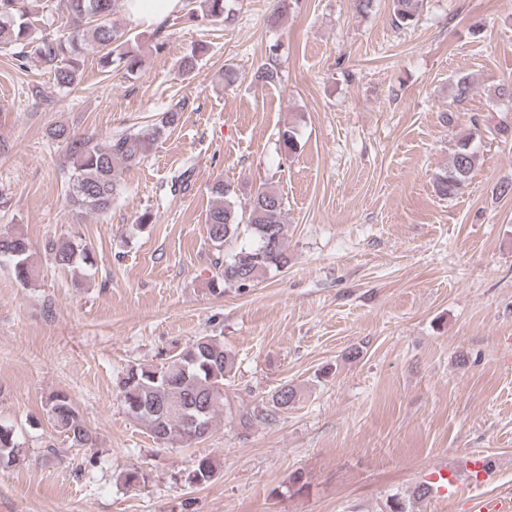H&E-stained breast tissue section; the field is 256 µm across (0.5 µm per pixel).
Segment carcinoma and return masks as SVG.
I'll list each match as a JSON object with an SVG mask.
<instances>
[{"label":"carcinoma","instance_id":"cac0c4a2","mask_svg":"<svg viewBox=\"0 0 512 512\" xmlns=\"http://www.w3.org/2000/svg\"><path fill=\"white\" fill-rule=\"evenodd\" d=\"M31 2L0 0V49L10 51L15 60L22 63L29 58L38 59L61 89L79 82L84 51L89 45L97 49L103 72L109 73L114 67L130 75L137 72L141 59L136 37L117 25V0H66L67 17L58 20L55 30L44 31L38 38L32 36ZM226 2L186 0L184 16L207 24H225L232 20V10L226 8ZM392 2L396 27H410L417 22L423 0ZM290 8L291 0H270L267 22L279 23ZM254 79L269 85L280 82L276 53L257 66ZM452 87L454 105L468 102L473 89L469 76H458ZM181 114L182 107L175 105L150 125L95 142L72 137L63 125L53 128L52 137L68 142L74 158L67 190L72 208L80 214L109 211L121 190V173L138 166L150 146L179 123ZM481 133L479 119H472L469 133L456 141L448 168L435 177L439 195L450 198L467 186L479 162L475 142ZM211 194L214 204L206 224L213 250V285L223 289L249 288L268 272L288 266V224L283 220L285 207L281 195L260 186L252 194L249 206L243 209L237 205V193L222 179L212 183ZM46 252L60 267L94 265L89 247L68 237L49 241ZM2 257L12 263L20 283L29 281L33 272L31 249L24 236L1 232ZM234 368L235 356L224 347V342L203 334L160 366L129 365L119 383V397L126 414L158 443L188 446L208 438L216 417L224 412V385L231 382ZM296 398L295 387L281 386L267 400L238 413L237 426L246 433L260 423L272 422L293 407ZM46 414L51 427L65 435L72 447L95 446V437L67 393L51 394L46 401ZM22 452L12 428L0 424V468L11 466ZM215 475L213 461L202 457L195 461L188 479L192 484L203 485Z\"/></svg>","mask_w":512,"mask_h":512}]
</instances>
